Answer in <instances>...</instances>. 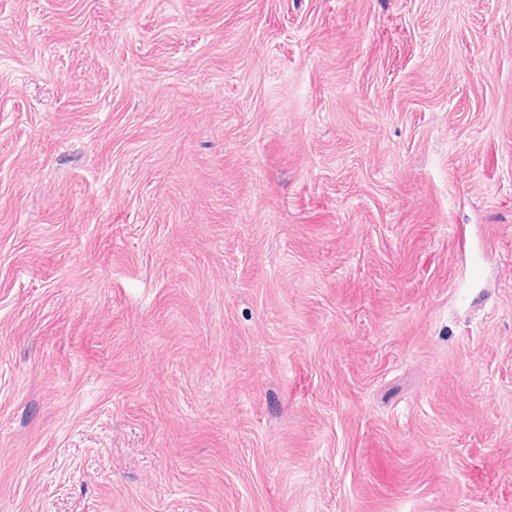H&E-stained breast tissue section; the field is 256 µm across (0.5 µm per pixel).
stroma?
<instances>
[{
	"label": "stroma",
	"mask_w": 512,
	"mask_h": 512,
	"mask_svg": "<svg viewBox=\"0 0 512 512\" xmlns=\"http://www.w3.org/2000/svg\"><path fill=\"white\" fill-rule=\"evenodd\" d=\"M0 512H512V0H0Z\"/></svg>",
	"instance_id": "obj_1"
}]
</instances>
